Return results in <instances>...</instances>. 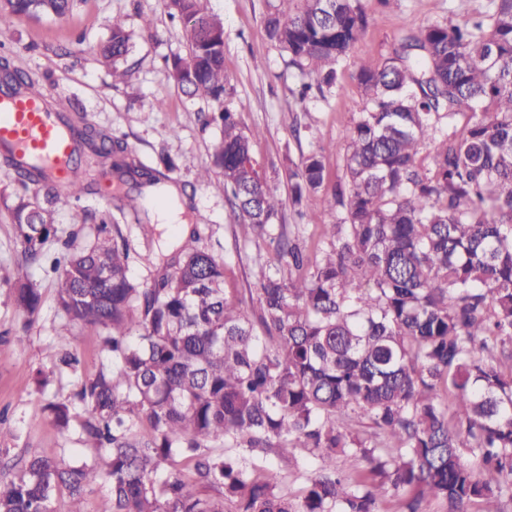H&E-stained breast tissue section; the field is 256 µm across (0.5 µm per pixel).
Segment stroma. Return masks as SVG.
<instances>
[{
	"label": "stroma",
	"mask_w": 512,
	"mask_h": 512,
	"mask_svg": "<svg viewBox=\"0 0 512 512\" xmlns=\"http://www.w3.org/2000/svg\"><path fill=\"white\" fill-rule=\"evenodd\" d=\"M205 7L224 21V72L233 88L225 105L246 131L259 130L252 142L253 154L266 173L268 185L288 196L290 170L312 150L326 148L324 177L334 186L345 175L343 145L359 112L365 106L357 80L361 61H382L410 32L434 24L457 23L486 11L489 0H359L373 24L352 48L338 71L340 89L320 98L311 94L300 101L306 77L290 65L288 56L271 42L265 30L266 16L278 0H204ZM121 18L133 35L125 82L112 81L110 69L99 56V47L111 34L113 18ZM153 21L144 30V18ZM183 27L170 18L163 0H78L64 22L23 21L10 39L0 44V54L27 73L38 88L54 91L53 106L68 116L108 129L123 139L132 157L149 167H159L167 154L177 166L167 181L179 190L182 224L160 228L152 218V206L139 216H127L113 224L117 211L112 199L113 182L102 181L96 194L81 205L90 217L88 227L106 225L121 232L132 252L153 251L156 266H168L192 227H199L200 243L226 263V285L232 288L244 312H251L249 290L258 263L271 257V249L254 238L245 223L237 221L224 200V180L213 175L197 177L220 135L216 124H205L208 106L187 99L170 79L174 55L185 53ZM164 99L156 109V99ZM323 193L307 201L305 215L284 206L277 217L285 230L306 223V231L319 235L320 227L334 223L336 215L325 208ZM30 275L42 292L38 313L30 315L14 301L13 282ZM55 275L48 269L26 266L8 209L0 203V489L22 473L24 460L33 454L54 457L69 464L104 465L102 450L84 442L77 427L83 411L74 400L82 380L109 364L100 328L67 325L56 304ZM68 327L67 341L57 332ZM24 342H17V333ZM73 352L76 368L60 366L63 351ZM51 402L70 404L74 427L60 432L49 417ZM277 487L299 499L315 463L305 448L293 450L288 462H267Z\"/></svg>",
	"instance_id": "stroma-1"
}]
</instances>
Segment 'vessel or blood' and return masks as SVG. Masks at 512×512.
<instances>
[{
    "label": "vessel or blood",
    "instance_id": "b4317fda",
    "mask_svg": "<svg viewBox=\"0 0 512 512\" xmlns=\"http://www.w3.org/2000/svg\"><path fill=\"white\" fill-rule=\"evenodd\" d=\"M51 89L0 96V150L15 151L44 168L45 177L59 188L68 185V159L74 143L54 112Z\"/></svg>",
    "mask_w": 512,
    "mask_h": 512
}]
</instances>
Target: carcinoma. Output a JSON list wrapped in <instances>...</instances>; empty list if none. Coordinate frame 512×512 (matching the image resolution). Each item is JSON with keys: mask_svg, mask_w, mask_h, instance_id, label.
Here are the masks:
<instances>
[{"mask_svg": "<svg viewBox=\"0 0 512 512\" xmlns=\"http://www.w3.org/2000/svg\"><path fill=\"white\" fill-rule=\"evenodd\" d=\"M74 2L0 0V37L22 20L63 21ZM165 4L186 39L170 77L220 124L199 179L223 176L231 211L274 257L255 272L247 314L226 297L224 261L198 246L196 228L175 271L144 287L128 275L122 234L103 226L83 246L75 231L62 240L57 306L70 322L102 328L112 352V368L75 393L81 436L108 458L99 469L33 455L0 491V512H50L61 488L70 512H83L85 489L100 479L112 494L101 512H380L389 493L403 512H422L428 499L445 512L477 501L500 512L497 501L512 499V367L500 361H512V0L410 33L383 62L359 65L367 106L344 145L345 179L326 193L336 222L321 225L312 253L273 223L284 200L251 152L254 135L224 108L223 20L203 0ZM370 24L358 0H279L265 21L321 94L337 87ZM131 44L113 19L101 57L116 82L128 76ZM0 77L36 91L6 56ZM63 123L86 159L64 191L36 164L0 152L15 174L8 209L28 264L56 236L55 208L94 193L95 173L108 166L134 185L159 182L119 138ZM290 181L298 207L323 190V151L304 157ZM14 298L28 314L41 307L25 276ZM46 409L69 429L70 405ZM292 448L317 464L297 502L255 466L272 454L286 461ZM339 452L368 473L336 471ZM177 458L185 469L162 473ZM195 484L221 488L223 499L199 496Z\"/></svg>", "mask_w": 512, "mask_h": 512, "instance_id": "1", "label": "carcinoma"}]
</instances>
